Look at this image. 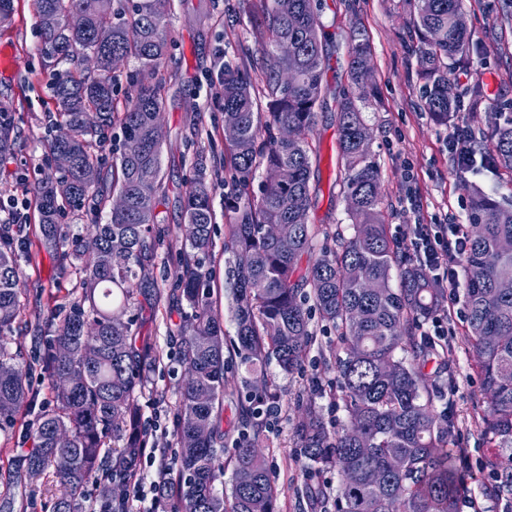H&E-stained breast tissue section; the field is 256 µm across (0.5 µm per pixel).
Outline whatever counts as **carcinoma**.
Here are the masks:
<instances>
[{
    "label": "carcinoma",
    "mask_w": 512,
    "mask_h": 512,
    "mask_svg": "<svg viewBox=\"0 0 512 512\" xmlns=\"http://www.w3.org/2000/svg\"><path fill=\"white\" fill-rule=\"evenodd\" d=\"M128 9H113L112 0H35L43 39L42 53L53 67L67 66L52 82L58 119L50 154L64 149L73 165L35 187L41 200L45 245L62 250L80 274L81 296L50 336L43 363L49 396L30 387L20 355L10 351L7 335L19 313L20 261L14 226L0 224V432L13 429L19 406L26 402L35 414L32 447L13 459L8 478L0 480V512H13L16 489L35 465L52 470L63 488L52 512H83L90 479L98 485L103 512H125L112 484L124 483L143 444L138 389L146 383L144 356L136 348L130 323L115 316L114 308L130 305L141 287L146 266L154 259L161 231L155 226V195L162 185V142L154 123L162 112L159 87L140 85L125 111L116 110L114 80L109 67L113 55L136 57L154 70L168 54L166 19L170 0H126ZM268 28L271 47L261 49V71L268 88V111L259 109L249 75L224 74V124L235 125L238 137L230 142L238 183L248 186L256 163L265 172L283 171L280 181L264 182L257 199L234 202L231 251L235 277L237 341L231 344L251 377L244 380L249 408L241 423L252 426L260 404L275 398L267 391L258 369L275 359L280 369L299 370L313 340L303 300L310 297L321 321L336 331L335 368L354 434L328 429L314 403L304 407L298 431L300 456L311 473L331 470L338 476L336 496L308 489L334 512H461L466 485L453 449L454 421L441 376L421 371L435 349L429 338H418L422 322L441 310L443 289L433 287L422 270L411 265L401 272L399 286H391L399 266L397 243L388 234L380 209L379 174L370 154V129L360 109L369 93L371 46L360 26L351 34L349 90L336 115L338 163L344 170L343 194L357 222L348 239L333 240L321 256L297 277L303 256L311 253L318 230L297 224L295 217L311 206L310 147L304 134L316 123V107L323 92V47L316 0H291L293 12L284 14L279 0H271ZM411 23L417 35L415 51L426 108L448 123L458 104L448 98V83L456 57L470 49V33L461 0H409ZM82 14L87 26L69 27V17ZM284 70L297 74L295 85L281 83ZM85 112H98L94 128L82 122ZM120 124L123 140L135 138L141 153L131 156L119 148L117 162L102 155L106 133ZM297 130L292 140L271 135L275 129ZM489 148L491 161L512 170V115L495 128ZM11 112L0 108V161L14 150ZM97 171L87 183L83 172ZM213 190L204 168L196 171L187 195V234L175 287L188 312L179 344V362L193 371L181 387L177 408V444L173 465L174 512H277V494L264 456L242 432L231 458L235 482L226 496L216 482L224 471L217 448L221 440L217 405L224 400V334L212 315L207 272L198 259L212 245L210 195ZM126 199L125 210L108 212L94 224L99 251L82 250L80 241L67 250L68 232L59 223L66 208L78 210L90 201L103 210L113 193ZM468 245L462 259L464 323L477 355L481 389L489 400L483 433L491 445L484 466L496 478L493 497L512 496V292L499 288L512 281V207L482 191H473ZM268 224L289 225L288 238L275 240L265 233ZM379 284L370 294L362 280ZM441 405H436V402ZM116 438L111 467L100 471V454ZM378 469L383 480L373 483L369 472Z\"/></svg>",
    "instance_id": "cac0c4a2"
}]
</instances>
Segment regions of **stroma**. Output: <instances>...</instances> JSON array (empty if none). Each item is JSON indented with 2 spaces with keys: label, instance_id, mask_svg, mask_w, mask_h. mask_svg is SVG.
I'll use <instances>...</instances> for the list:
<instances>
[{
  "label": "stroma",
  "instance_id": "35a3bbf8",
  "mask_svg": "<svg viewBox=\"0 0 512 512\" xmlns=\"http://www.w3.org/2000/svg\"><path fill=\"white\" fill-rule=\"evenodd\" d=\"M270 0H172L167 17L170 53L152 75L161 92V122L165 133L162 152V188L157 195V223L164 231L155 264L136 300L124 311L123 321L159 354L142 392L148 447L166 449L175 456L177 388L186 371L177 349L186 303L173 289L179 252L185 234L184 204L196 162H204L215 189L212 194V242L202 263L208 272L215 308L227 338L235 336L232 285L228 279L229 239L233 200L240 193L229 144L224 139L221 93L225 71L249 73L260 104H267L264 76L259 69L261 47L271 34L265 17ZM34 0H14L10 23L0 25V51L8 63L0 66V105L12 114L16 141L10 158L0 162V200L26 201L21 236L27 257L21 263L20 313L10 336L30 367V381L41 393L49 382L42 359L47 345L43 326L61 319L62 305L80 294L79 275L41 244L35 182L55 176L49 156L54 111L49 83L51 72L40 56L41 37ZM472 44L466 60L456 64L451 78L461 101L458 113L439 124L421 97L416 39L407 0H323V102L317 123L307 133L312 156L310 179L313 204L308 221L328 233L351 236L353 219L340 192L344 172L337 165L336 113L349 87L348 42L352 24L366 31L373 51V97L362 107L372 135L371 156L381 186L382 211L389 232L409 249L415 220L426 224H467L470 193L479 187L501 203L512 202V171L480 167L466 172L455 168L446 149L453 127H469L477 153H485L500 114L512 113V0H462ZM415 196L419 212H411L407 196ZM314 341L301 371L288 375L276 362L265 377L279 397L276 416H259L253 442L264 454L277 491V512H323L306 497L311 485L335 495L338 478L328 472L310 473L298 455L297 427L302 418L299 399L315 400L325 420L343 427L349 417L342 404L321 398L320 392L336 379V332L312 317ZM445 350L424 371L433 374L448 367L453 376L451 400L456 433L451 441L468 494L479 512H512V498L486 497L494 478L483 461L489 445L480 417L487 407L476 371V356L462 321L449 319ZM246 368L239 358L228 362L221 428L224 454L232 456L241 432L246 404L239 389Z\"/></svg>",
  "mask_w": 512,
  "mask_h": 512
}]
</instances>
